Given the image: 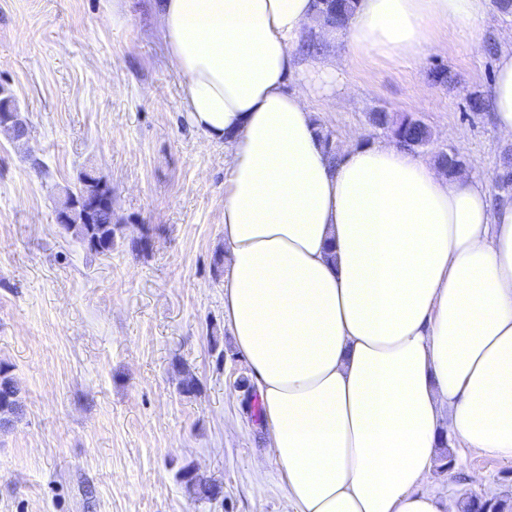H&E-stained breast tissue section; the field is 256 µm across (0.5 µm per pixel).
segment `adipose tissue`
I'll use <instances>...</instances> for the list:
<instances>
[{"label":"adipose tissue","mask_w":512,"mask_h":512,"mask_svg":"<svg viewBox=\"0 0 512 512\" xmlns=\"http://www.w3.org/2000/svg\"><path fill=\"white\" fill-rule=\"evenodd\" d=\"M490 0H357L345 27L312 0H159L192 127L226 141L224 315L256 379L294 512H442L438 448L512 460V199L397 143L329 159L300 80L335 87L347 54L416 60ZM317 29L346 54L302 63ZM493 120L512 137V50Z\"/></svg>","instance_id":"adipose-tissue-1"}]
</instances>
